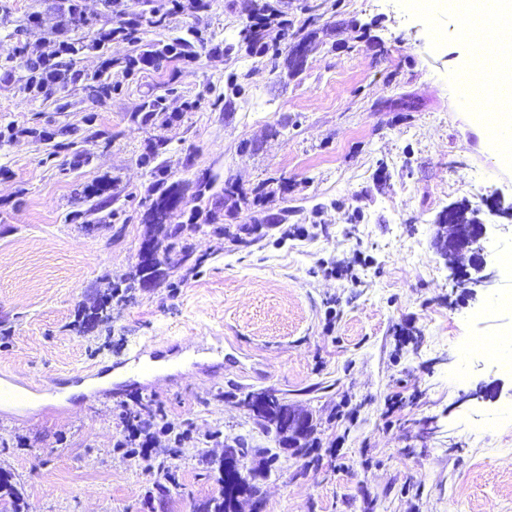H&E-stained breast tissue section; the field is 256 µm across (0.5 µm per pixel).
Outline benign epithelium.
Returning a JSON list of instances; mask_svg holds the SVG:
<instances>
[{"label": "benign epithelium", "mask_w": 512, "mask_h": 512, "mask_svg": "<svg viewBox=\"0 0 512 512\" xmlns=\"http://www.w3.org/2000/svg\"><path fill=\"white\" fill-rule=\"evenodd\" d=\"M309 49L305 44H297L289 50L288 65L295 72L302 71L307 63ZM458 206L451 204L440 212L434 224L432 239L436 254L445 262L450 276L471 296L475 288H486L493 282V274L486 272L482 242L486 239L488 225L482 219L471 224L459 222ZM468 258L469 266L458 265V260ZM161 252L154 243L144 241L138 252V263L149 270L160 268ZM312 426L310 418L295 409L288 410L283 423V435L280 442L283 448H294ZM245 451L237 446L224 449V494L234 493L233 487L239 483V477L245 472Z\"/></svg>", "instance_id": "benign-epithelium-1"}]
</instances>
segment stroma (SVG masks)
Segmentation results:
<instances>
[{
	"mask_svg": "<svg viewBox=\"0 0 512 512\" xmlns=\"http://www.w3.org/2000/svg\"><path fill=\"white\" fill-rule=\"evenodd\" d=\"M81 4L169 18L80 55L83 74L110 67L119 89L105 102L78 89L59 112L0 79V384L28 399L21 411L0 402V474L18 492L0 512H192L219 494L210 463L240 438L264 512H512V374L466 353L512 330V309H490L512 294V218L485 208L512 204V163L460 93L467 19L423 0ZM0 6L18 21L37 12L23 39L52 48L55 0ZM266 6L311 36L301 73L244 41ZM192 29L193 59L125 75L128 58ZM147 96L165 97L168 125L132 121ZM71 142L87 163L73 165ZM156 144L155 164L188 198L170 223H189L202 176L221 224L287 216L248 246L201 225L189 238L198 267L112 298L146 234L140 158ZM228 178L260 204L225 199ZM98 182L107 198L83 196ZM461 201L492 226L495 283L474 298L431 246L437 215ZM145 345L182 366L112 398L99 385L63 397L69 376L124 367ZM270 388L309 414L313 448H282L254 424L241 400ZM144 408L190 441L163 435L149 462L133 458L127 419Z\"/></svg>",
	"mask_w": 512,
	"mask_h": 512,
	"instance_id": "35a3bbf8",
	"label": "stroma"
}]
</instances>
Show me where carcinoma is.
I'll return each mask as SVG.
<instances>
[{
	"label": "carcinoma",
	"mask_w": 512,
	"mask_h": 512,
	"mask_svg": "<svg viewBox=\"0 0 512 512\" xmlns=\"http://www.w3.org/2000/svg\"><path fill=\"white\" fill-rule=\"evenodd\" d=\"M59 11L61 21L58 34L61 39L58 41L56 51L45 54L20 39L16 40L5 57V80L13 81L20 91L27 94H43L47 97L58 95L60 112L71 106V102L64 95L66 88L82 80L86 81L84 90L88 93V97L97 103H102L119 88V85L112 83L111 76L107 75L112 67V60H105L104 68L100 73L85 77L81 71L74 69L75 57L85 49L103 53L116 38L139 41L142 16L134 14L118 20L106 15L88 17L82 11L80 0H61ZM76 29L82 31V37L78 39L69 36V33ZM188 48L189 42L180 39L160 49L146 50L140 56L127 61L125 73L132 75L139 65L163 59L170 53L176 58L186 59L190 57ZM159 119L164 122L170 119L166 112V98L162 96L145 99L138 111L133 113L135 121L149 122ZM151 175L153 180L146 193L147 196L154 197V200L144 213V222L152 225V230L146 239L155 242L158 246H163V265L167 267L182 265L193 256L189 232L195 230L197 225L165 224L156 217L155 211L158 207L168 202L173 194L181 192V188L178 183H167L166 178L163 177V171L158 166H152ZM142 278V269L138 266L120 283L112 285V294H117L121 287L128 291L140 286Z\"/></svg>",
	"instance_id": "carcinoma-1"
}]
</instances>
